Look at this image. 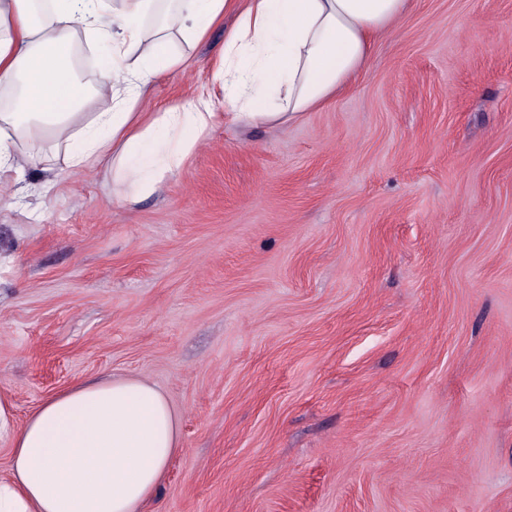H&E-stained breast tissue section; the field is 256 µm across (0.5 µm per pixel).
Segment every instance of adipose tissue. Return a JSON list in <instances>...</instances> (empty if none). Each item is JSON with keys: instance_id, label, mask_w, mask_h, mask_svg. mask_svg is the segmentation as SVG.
I'll list each match as a JSON object with an SVG mask.
<instances>
[{"instance_id": "1", "label": "adipose tissue", "mask_w": 512, "mask_h": 512, "mask_svg": "<svg viewBox=\"0 0 512 512\" xmlns=\"http://www.w3.org/2000/svg\"><path fill=\"white\" fill-rule=\"evenodd\" d=\"M0 0V197L57 155L106 163L119 203L154 193L205 140L207 99L148 108L154 81L187 65L177 40H205L225 15L224 94L232 124L284 125L342 94L409 0ZM109 47L93 85L72 64L77 37ZM180 449L167 396L127 376L74 385L16 429L0 512H142Z\"/></svg>"}]
</instances>
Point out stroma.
<instances>
[{
    "mask_svg": "<svg viewBox=\"0 0 512 512\" xmlns=\"http://www.w3.org/2000/svg\"><path fill=\"white\" fill-rule=\"evenodd\" d=\"M233 22L153 84L216 113L157 192L59 156L0 202L13 426L133 374L179 417L148 512H512V0H413L348 91L254 129Z\"/></svg>",
    "mask_w": 512,
    "mask_h": 512,
    "instance_id": "1",
    "label": "stroma"
}]
</instances>
